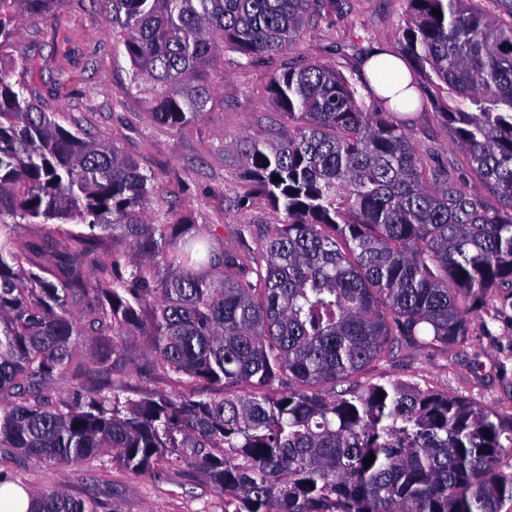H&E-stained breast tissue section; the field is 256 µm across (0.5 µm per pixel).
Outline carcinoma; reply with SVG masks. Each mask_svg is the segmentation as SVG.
Segmentation results:
<instances>
[{
	"mask_svg": "<svg viewBox=\"0 0 512 512\" xmlns=\"http://www.w3.org/2000/svg\"><path fill=\"white\" fill-rule=\"evenodd\" d=\"M63 3L0 0V47ZM110 3L126 92L170 130L207 111L225 53L279 61L267 89L282 123L232 141L243 197L278 222L247 255L194 216L172 223L116 141L66 129L0 69V448L179 465L224 512H512V413L355 380L405 343L463 344L512 287V0H408L398 29L411 86L495 205L457 155L417 146L407 113L368 111L335 68L295 56L324 0ZM20 224L30 234L12 235ZM134 336L170 391L133 400L112 383ZM33 500L102 509L62 487Z\"/></svg>",
	"mask_w": 512,
	"mask_h": 512,
	"instance_id": "obj_1",
	"label": "carcinoma"
}]
</instances>
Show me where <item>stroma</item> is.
Listing matches in <instances>:
<instances>
[{
    "mask_svg": "<svg viewBox=\"0 0 512 512\" xmlns=\"http://www.w3.org/2000/svg\"><path fill=\"white\" fill-rule=\"evenodd\" d=\"M407 0H333L318 27L304 38L305 59L332 64L352 83H360V62L376 47L398 52L397 31ZM108 0H65L48 19L20 22L6 46L0 68L15 70L43 111L65 128L107 139L154 174L171 208V220L201 214L217 225L227 247L257 251L275 214L260 199L242 201L239 168L229 141L243 130L260 132L278 115L266 87L264 66L220 65L214 74L215 100L199 121L172 131L151 121L145 104L128 97L129 59L116 47L107 18ZM416 143L454 150L433 105L411 115ZM250 224L251 236L237 227ZM145 337L127 340L112 359V381L140 399L169 390L164 377L143 372ZM399 378L448 391L483 405L512 412V292L497 291L468 341L451 350L406 346L359 374L362 384ZM0 472L28 490L58 486L81 498L103 502L102 512H222V498L191 481L183 468L163 465L136 475L119 464L91 470L78 464L53 465L12 452L0 458Z\"/></svg>",
    "mask_w": 512,
    "mask_h": 512,
    "instance_id": "35a3bbf8",
    "label": "stroma"
}]
</instances>
